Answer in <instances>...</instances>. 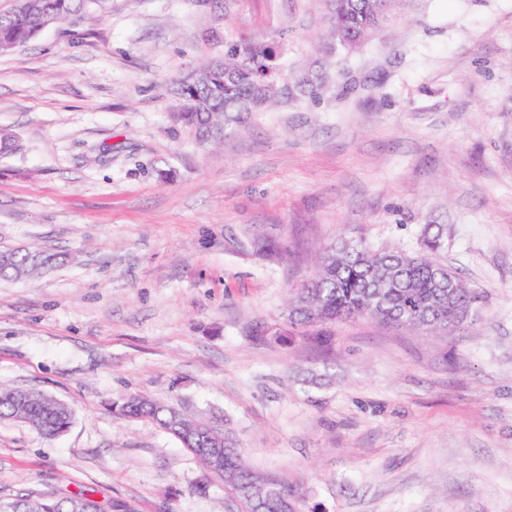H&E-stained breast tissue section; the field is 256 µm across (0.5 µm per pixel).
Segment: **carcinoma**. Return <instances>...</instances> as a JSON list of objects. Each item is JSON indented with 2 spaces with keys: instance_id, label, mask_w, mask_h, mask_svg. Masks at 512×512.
I'll use <instances>...</instances> for the list:
<instances>
[{
  "instance_id": "cac0c4a2",
  "label": "carcinoma",
  "mask_w": 512,
  "mask_h": 512,
  "mask_svg": "<svg viewBox=\"0 0 512 512\" xmlns=\"http://www.w3.org/2000/svg\"><path fill=\"white\" fill-rule=\"evenodd\" d=\"M85 0H14L0 11V53H8L31 41L43 28L78 16ZM379 0H327L324 21L329 48L341 53L342 39L361 38L379 27ZM272 48L255 39L228 45L224 59L192 71L176 83L184 111L179 119L201 142H221L244 122L249 111H239L234 99L253 97L255 86L280 78L269 57ZM249 63L233 89L224 87V69ZM448 230L443 224H426L420 250L374 249L363 240L339 238L324 247L317 268L293 290L287 320L294 326L328 328L343 319L365 318L409 330L448 331L465 324L479 293L467 287L446 264L434 259L444 251ZM59 255L42 249L0 251V279L19 280L52 268ZM121 410L154 422L177 438L214 476L224 481L226 498L237 512H278L279 497H297L290 487L253 471L245 462L236 440L212 424L188 417L180 409L141 395L126 398ZM68 404L41 392L0 386V420L17 419L37 432L55 436L71 424ZM262 486L267 499L253 498L247 489ZM101 504L86 495L58 498L52 492L37 497L20 496L0 501V512H100Z\"/></svg>"
}]
</instances>
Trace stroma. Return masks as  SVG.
I'll return each instance as SVG.
<instances>
[{
	"label": "stroma",
	"mask_w": 512,
	"mask_h": 512,
	"mask_svg": "<svg viewBox=\"0 0 512 512\" xmlns=\"http://www.w3.org/2000/svg\"><path fill=\"white\" fill-rule=\"evenodd\" d=\"M324 0H102L0 55V250L64 264L0 281V385L67 403L46 437L0 420V498L227 512L132 394L230 431L302 512H512V0H402L349 54ZM256 37L290 82L200 146L177 79ZM482 302L451 335L284 320L325 245L419 247ZM260 240L284 248L258 250ZM281 333L260 339L256 323Z\"/></svg>",
	"instance_id": "35a3bbf8"
}]
</instances>
